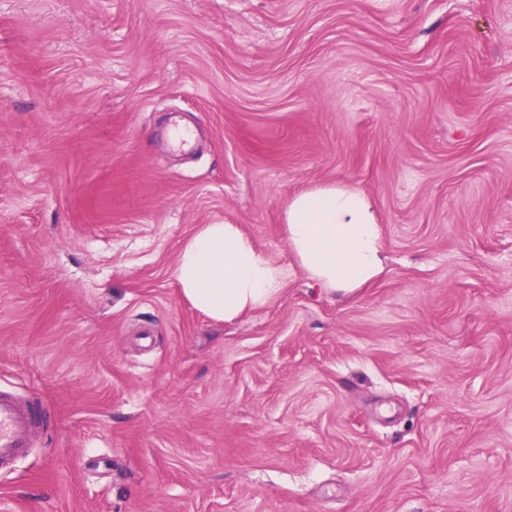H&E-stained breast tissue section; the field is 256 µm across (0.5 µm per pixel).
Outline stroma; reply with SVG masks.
Instances as JSON below:
<instances>
[{"instance_id": "35a3bbf8", "label": "stroma", "mask_w": 512, "mask_h": 512, "mask_svg": "<svg viewBox=\"0 0 512 512\" xmlns=\"http://www.w3.org/2000/svg\"><path fill=\"white\" fill-rule=\"evenodd\" d=\"M329 184L347 296L281 219ZM224 222L288 276L220 324ZM0 388L53 413L0 512H512V0H0ZM283 224L298 265L325 291L352 294L385 269L382 229L370 197L358 188L300 191L285 205ZM183 299L216 322H232L282 293L284 268L264 258L236 224H202L179 250Z\"/></svg>"}]
</instances>
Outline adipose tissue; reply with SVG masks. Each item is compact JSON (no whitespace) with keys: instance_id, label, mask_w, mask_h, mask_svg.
Masks as SVG:
<instances>
[{"instance_id":"obj_1","label":"adipose tissue","mask_w":512,"mask_h":512,"mask_svg":"<svg viewBox=\"0 0 512 512\" xmlns=\"http://www.w3.org/2000/svg\"><path fill=\"white\" fill-rule=\"evenodd\" d=\"M288 245L308 278L351 294L384 271L382 229L370 197L345 185L306 189L283 209ZM175 277L183 299L216 322H231L282 293L287 274L264 258L236 224H203L179 250Z\"/></svg>"}]
</instances>
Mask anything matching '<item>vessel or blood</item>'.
<instances>
[{
  "label": "vessel or blood",
  "instance_id": "obj_1",
  "mask_svg": "<svg viewBox=\"0 0 512 512\" xmlns=\"http://www.w3.org/2000/svg\"><path fill=\"white\" fill-rule=\"evenodd\" d=\"M48 421L43 404L0 389V468L27 458L33 434Z\"/></svg>",
  "mask_w": 512,
  "mask_h": 512
}]
</instances>
